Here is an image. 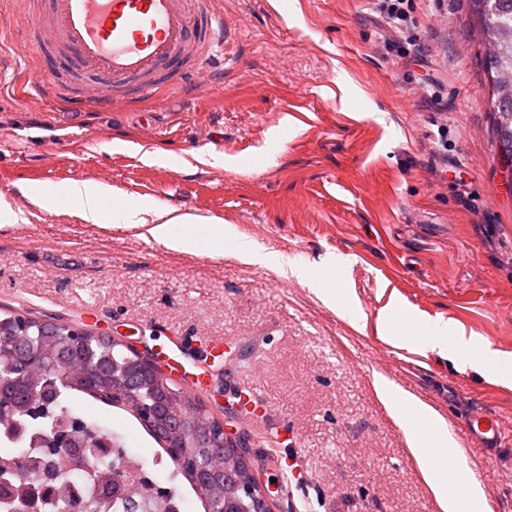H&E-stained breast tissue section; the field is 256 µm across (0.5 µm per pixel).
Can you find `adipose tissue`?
I'll return each mask as SVG.
<instances>
[{"mask_svg": "<svg viewBox=\"0 0 512 512\" xmlns=\"http://www.w3.org/2000/svg\"><path fill=\"white\" fill-rule=\"evenodd\" d=\"M30 200L41 208L66 206L87 224H120L139 230L141 236L151 237L174 251L192 253L199 246L195 230L200 223L198 217L172 215L148 202L114 194L110 187L90 180H73L57 191L31 195ZM420 344L441 357H454L460 365L480 371L497 363L502 378L512 377L511 365L500 362L487 346L466 338L448 324L434 323L430 335L421 337ZM375 386L380 398L395 408L397 419L408 429L409 451L441 512H489L484 489L474 474L459 476L457 456L434 448L435 442L448 437L444 418L387 379H376Z\"/></svg>", "mask_w": 512, "mask_h": 512, "instance_id": "obj_1", "label": "adipose tissue"}]
</instances>
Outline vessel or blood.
Segmentation results:
<instances>
[{
  "mask_svg": "<svg viewBox=\"0 0 512 512\" xmlns=\"http://www.w3.org/2000/svg\"><path fill=\"white\" fill-rule=\"evenodd\" d=\"M19 18L41 57L31 87L75 112H110L120 102L133 107L194 89L230 33L213 0H7L0 19ZM223 356L221 342L199 336L165 362L185 390L198 394L213 381L211 361ZM466 429L483 448L503 445L494 416L470 413Z\"/></svg>",
  "mask_w": 512,
  "mask_h": 512,
  "instance_id": "obj_1",
  "label": "vessel or blood"
}]
</instances>
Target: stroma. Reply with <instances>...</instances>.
<instances>
[{
  "label": "stroma",
  "instance_id": "obj_1",
  "mask_svg": "<svg viewBox=\"0 0 512 512\" xmlns=\"http://www.w3.org/2000/svg\"><path fill=\"white\" fill-rule=\"evenodd\" d=\"M234 34L216 82L158 95L138 110L71 113L22 91L35 50L18 23L0 32V308L81 325L84 308L144 356L205 334L238 357L204 408L247 436L273 512H440L377 395L383 376L433 407L481 482L491 512H512V385L413 343L380 338L400 301L512 359V196L500 184L486 38L469 0H415L414 57L371 0H217ZM434 85L448 109L422 110ZM441 139L438 155L430 142ZM167 159L148 164L145 153ZM224 157L214 167L205 159ZM105 183L153 205L222 220L221 253H184L137 230L82 223L33 206L27 187ZM265 264L236 256L239 239ZM290 259L305 278L283 277ZM350 289L363 329L323 294ZM267 410L238 421L227 392ZM78 418L117 430L152 463L155 444L102 403ZM499 418L506 451L489 458L461 428L467 411Z\"/></svg>",
  "mask_w": 512,
  "mask_h": 512
}]
</instances>
